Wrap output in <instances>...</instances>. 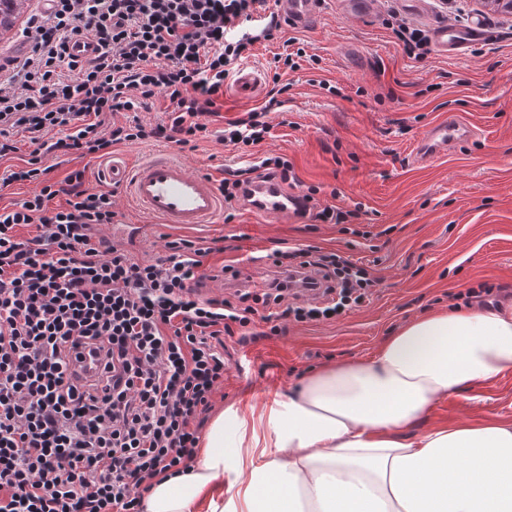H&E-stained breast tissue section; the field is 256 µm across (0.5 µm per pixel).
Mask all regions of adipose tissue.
<instances>
[{
  "label": "adipose tissue",
  "mask_w": 512,
  "mask_h": 512,
  "mask_svg": "<svg viewBox=\"0 0 512 512\" xmlns=\"http://www.w3.org/2000/svg\"><path fill=\"white\" fill-rule=\"evenodd\" d=\"M506 374L512 307L417 318L370 358L221 410L194 465L157 478L144 512H512V422L402 434L441 398Z\"/></svg>",
  "instance_id": "obj_1"
}]
</instances>
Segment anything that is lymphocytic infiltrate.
<instances>
[{"label": "lymphocytic infiltrate", "instance_id": "1", "mask_svg": "<svg viewBox=\"0 0 512 512\" xmlns=\"http://www.w3.org/2000/svg\"><path fill=\"white\" fill-rule=\"evenodd\" d=\"M266 0H55L30 15L28 49L9 62L18 81L0 86V160L15 153L14 131L33 149L0 184L38 192L0 208V512H141L143 492L161 475L187 471L200 428L224 383L219 350L263 317L283 336L288 322L330 320L362 306L374 285L367 269L315 246L278 244L279 277L203 299L202 242H166L137 262L103 232L112 194L87 192L76 170L63 188L46 161L108 155L138 141L193 145L234 67L253 44L238 30ZM96 43L77 59L70 46ZM67 72H60V65ZM264 110L225 123L220 138L242 153L269 136ZM169 102L166 121L143 123L150 100ZM114 112L122 124L107 123ZM296 187L287 158L264 156L228 169L225 202L255 180ZM66 195L65 206L52 200ZM37 233L20 238L18 227ZM96 365L86 373L84 360Z\"/></svg>", "mask_w": 512, "mask_h": 512}]
</instances>
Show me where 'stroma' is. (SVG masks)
Wrapping results in <instances>:
<instances>
[{
  "instance_id": "stroma-1",
  "label": "stroma",
  "mask_w": 512,
  "mask_h": 512,
  "mask_svg": "<svg viewBox=\"0 0 512 512\" xmlns=\"http://www.w3.org/2000/svg\"><path fill=\"white\" fill-rule=\"evenodd\" d=\"M477 17L490 23L495 36L459 56L432 51L408 57L393 31L400 22L427 30L437 21L465 26ZM265 23L258 14L244 25L258 36L248 62L277 76L286 91L270 136L254 153L288 158L301 184L318 186V206L359 210L370 238L338 224L311 226L300 217L263 220L239 204L231 222L179 229L136 210L122 192L113 199L115 223L105 232L140 261L157 257L167 237H233L234 249L203 260L211 297L271 277L266 255L282 241L362 262L376 284L363 306L340 317L292 322L286 335L268 338L266 323L258 321L250 327L257 340H226L228 366L214 398L217 410L262 405L325 365L370 357L408 321L458 306L457 295L466 289L486 283L502 288L512 302V13L489 0H373L371 12L355 18L346 0H324L312 27L284 26L264 39L258 32ZM292 38L316 63L275 69V56L287 52ZM263 106L237 97L228 84L211 120L212 136L195 149L147 142L113 150L134 165L165 151L191 172L219 181L238 152L220 141L218 130ZM451 113L473 126L476 137L431 164L415 163L424 130ZM227 265L238 278L224 275ZM491 418L512 421V374L462 387L407 433Z\"/></svg>"
}]
</instances>
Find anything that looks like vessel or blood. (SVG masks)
Here are the masks:
<instances>
[{
  "instance_id": "vessel-or-blood-1",
  "label": "vessel or blood",
  "mask_w": 512,
  "mask_h": 512,
  "mask_svg": "<svg viewBox=\"0 0 512 512\" xmlns=\"http://www.w3.org/2000/svg\"><path fill=\"white\" fill-rule=\"evenodd\" d=\"M320 0H277V11L289 25L304 28L312 25L320 14ZM493 33L484 20L464 27L441 22L430 30V38L442 54L455 55L486 42ZM266 83L265 74L256 68L242 67L235 74L234 91L245 99L260 96ZM474 136L472 126L455 118H443L427 127L419 140L415 160L428 164L441 157L449 145L459 144ZM104 181L122 190L130 201L163 223L190 229L213 223L224 211V198L214 180L204 174L190 172L180 160L161 154L137 166L115 162ZM244 205L262 216H294L301 202L298 192L273 182L257 181L247 186Z\"/></svg>"
}]
</instances>
